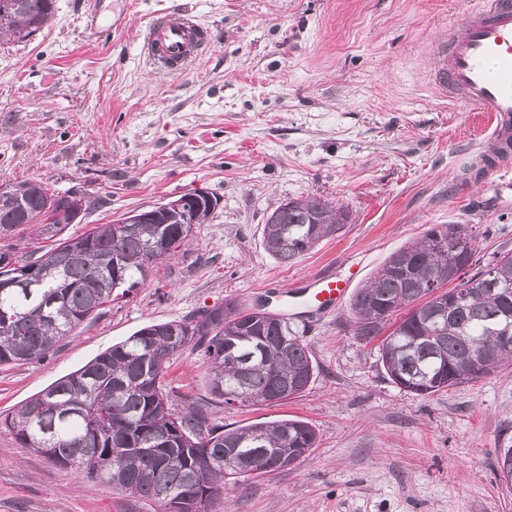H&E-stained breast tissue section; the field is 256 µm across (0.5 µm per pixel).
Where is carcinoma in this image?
I'll list each match as a JSON object with an SVG mask.
<instances>
[{
    "instance_id": "obj_1",
    "label": "carcinoma",
    "mask_w": 512,
    "mask_h": 512,
    "mask_svg": "<svg viewBox=\"0 0 512 512\" xmlns=\"http://www.w3.org/2000/svg\"><path fill=\"white\" fill-rule=\"evenodd\" d=\"M15 23L0 27V43L20 41L18 27L43 29L53 0H11ZM0 201V366L40 362L79 325L145 283L148 264L189 242L181 225L160 214L153 224H96L60 238L89 200L80 190L51 191L35 180L13 182ZM349 212L318 197L288 201L263 224V244L277 261L292 262L348 223ZM55 237L39 255L20 259V227ZM479 245L465 224H436L392 252L352 303L355 334L382 333L400 309L406 315L379 345L386 373L401 389L432 395L512 365V257L493 258L472 276ZM463 270L453 288L418 308L422 290L444 287L448 268ZM34 288L8 287L16 278ZM175 322L145 326L60 378L0 419L17 441L52 464L155 502L163 512H209L236 482L296 463L317 447L306 421L282 419L227 429L211 411L169 404L165 369L186 346L203 349L210 394L230 405L279 403L285 382L306 390L315 365L306 344L280 313L257 317L234 300ZM177 324L183 336L165 334ZM486 352L477 364L474 354ZM232 455L237 467L228 468Z\"/></svg>"
}]
</instances>
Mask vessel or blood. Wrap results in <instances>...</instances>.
Listing matches in <instances>:
<instances>
[{"label":"vessel or blood","instance_id":"obj_1","mask_svg":"<svg viewBox=\"0 0 512 512\" xmlns=\"http://www.w3.org/2000/svg\"><path fill=\"white\" fill-rule=\"evenodd\" d=\"M207 29L190 19L161 15L149 25L144 51L151 66L178 72L208 46ZM434 82L443 98L487 113L498 147L512 154V0H479L431 49ZM351 276L327 275L310 290L314 313L338 307Z\"/></svg>","mask_w":512,"mask_h":512}]
</instances>
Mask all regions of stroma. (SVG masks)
I'll list each match as a JSON object with an SVG mask.
<instances>
[{"label":"stroma","mask_w":512,"mask_h":512,"mask_svg":"<svg viewBox=\"0 0 512 512\" xmlns=\"http://www.w3.org/2000/svg\"><path fill=\"white\" fill-rule=\"evenodd\" d=\"M48 25L0 45V180L76 187L91 203L77 236L195 190L219 199L189 245L84 322L38 363L0 366V419L143 326L236 300L300 296L347 271L360 288L435 224H464L480 261L512 252V175L476 172L488 117L441 98L432 42L475 0H54ZM182 13L211 31L179 74L141 52L149 21ZM348 211L335 237L292 264L264 249L281 203ZM351 305L292 317L317 372L285 404L214 401L200 350L171 360L174 409L208 405L231 427L301 418L318 442L300 465L229 488L212 512H512L498 461L512 447V366L430 396L401 390ZM0 512H160L157 504L48 463L0 429Z\"/></svg>","instance_id":"stroma-1"}]
</instances>
